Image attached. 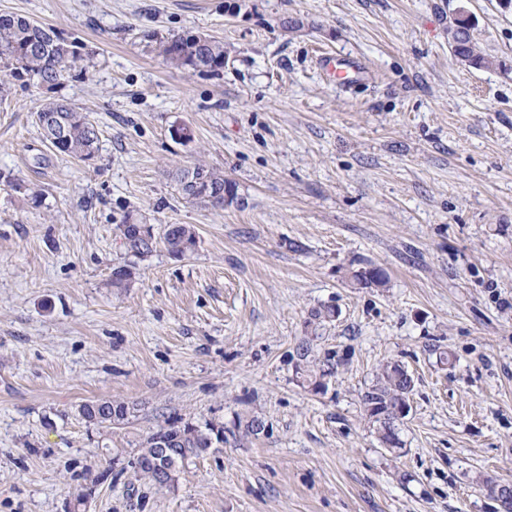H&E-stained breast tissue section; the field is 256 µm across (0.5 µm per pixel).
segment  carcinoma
<instances>
[{"label":"carcinoma","instance_id":"carcinoma-1","mask_svg":"<svg viewBox=\"0 0 512 512\" xmlns=\"http://www.w3.org/2000/svg\"><path fill=\"white\" fill-rule=\"evenodd\" d=\"M47 26L30 18L16 14H0V72L16 81H26L30 73L39 75L42 83L49 86L59 84L69 74L70 67L81 59L83 44L77 40H66L55 34L46 35ZM457 43L469 47L472 66H485L486 57L476 52L467 30L454 26ZM156 50L164 61L177 69H190L199 73L217 72L224 68V43L214 37L199 40L197 34L185 33L178 42L169 37H155ZM36 122L43 139L55 150L79 160L95 157L99 150V129L89 115L63 100H46L36 110ZM179 183L182 193L193 202L210 206L209 198L220 192L235 197V184L224 180V175L203 165L186 169ZM122 235L127 252L144 256L157 244L164 245L174 257L180 258L193 252L197 245L195 230L189 224H167L162 235L139 236L138 225L123 224ZM351 277L360 285L380 287L386 283V273L379 268H361L351 272ZM336 310L322 307L311 312L310 324L319 328L335 321ZM338 363L327 358L318 363L316 369L301 375L303 383L315 391L324 390L336 376ZM414 378L402 371V365L387 363L379 368L373 385L361 395V402L369 421L376 424L380 443L386 448L400 447L397 433L387 425L384 415L392 413L400 404L410 400L414 391ZM82 417L98 424L120 422L127 418L130 407L124 402L93 400L80 407ZM224 442V424L207 421L202 425L185 422L159 427L142 444L136 465L132 466L134 477H149V470L158 460L162 450H167L168 462L161 479L150 477L158 488L174 483L180 468L186 461L205 453L215 443Z\"/></svg>","mask_w":512,"mask_h":512}]
</instances>
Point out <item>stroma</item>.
<instances>
[{"label":"stroma","mask_w":512,"mask_h":512,"mask_svg":"<svg viewBox=\"0 0 512 512\" xmlns=\"http://www.w3.org/2000/svg\"><path fill=\"white\" fill-rule=\"evenodd\" d=\"M492 69L448 44L458 5ZM77 39L61 84L0 102V512H497L512 482V9L497 0H0ZM224 42L223 69L167 66L154 36ZM372 73L337 89L319 51ZM64 99L99 128L92 161L57 153L34 109ZM189 125L193 139L175 140ZM237 187L211 209L175 174ZM188 224L195 251L138 258L124 221ZM126 265L128 287L112 285ZM374 266L385 286L354 283ZM326 390L296 372L312 309ZM453 365H441L440 351ZM413 375L384 448L362 394ZM127 419L86 421L90 400ZM260 416L265 433L240 422ZM227 441L162 489L128 467L171 421ZM194 181V185H186L185 180ZM182 193L193 202L204 207H213L209 198L214 194L224 191L233 199L235 197V184L224 180L223 174L203 165H197L190 169H185L179 178ZM310 325L314 326L315 336H304L297 347V355L300 360H307L309 357L314 356V347L320 336H317L316 330L319 327L325 326L326 323L335 321L336 310L332 307H322L315 309L310 314ZM338 363L331 358H325L319 361L316 369L310 370L309 373H301L303 379L302 384H307L315 391L325 390L327 384L336 376ZM80 413L88 422L112 423L125 420L130 413V407L124 402L93 400L81 405Z\"/></svg>","instance_id":"stroma-1"}]
</instances>
